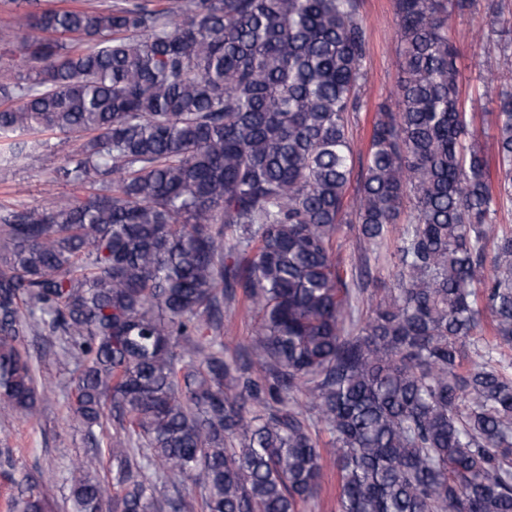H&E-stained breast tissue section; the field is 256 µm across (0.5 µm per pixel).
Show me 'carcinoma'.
I'll use <instances>...</instances> for the list:
<instances>
[{
	"instance_id": "1",
	"label": "carcinoma",
	"mask_w": 512,
	"mask_h": 512,
	"mask_svg": "<svg viewBox=\"0 0 512 512\" xmlns=\"http://www.w3.org/2000/svg\"><path fill=\"white\" fill-rule=\"evenodd\" d=\"M393 0L401 44L352 201L350 113L367 53L359 0H103L14 18L0 140L74 142L63 204L0 216V411L39 396L20 338L75 364L71 419L108 452L69 467L73 512H512V86L498 183L460 96L453 17ZM352 215L391 248L392 286L349 283ZM405 221L390 238L392 226ZM253 318L241 351L224 321ZM491 339L480 335L484 315ZM330 435L321 448L320 432ZM175 489L157 498L147 471ZM33 482L11 512H49ZM336 468L327 458L324 461V492L315 506L307 512H335Z\"/></svg>"
}]
</instances>
